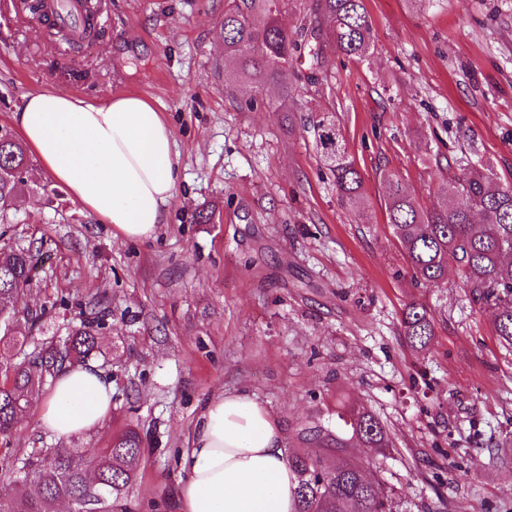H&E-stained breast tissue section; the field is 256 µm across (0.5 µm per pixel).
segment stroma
I'll return each instance as SVG.
<instances>
[{
    "instance_id": "stroma-1",
    "label": "stroma",
    "mask_w": 512,
    "mask_h": 512,
    "mask_svg": "<svg viewBox=\"0 0 512 512\" xmlns=\"http://www.w3.org/2000/svg\"><path fill=\"white\" fill-rule=\"evenodd\" d=\"M371 47L326 52L294 111L277 92L224 82L228 0H97L92 47L0 0V125L28 93L104 101L137 95L162 112L181 178L154 238L130 241L31 162L10 243L31 247L18 299L39 316L27 349L63 344L106 310L97 361L112 412L74 448L135 427L145 467L131 512H175L179 458L211 396L247 391L277 418L285 455L303 430L344 432L341 406L370 410L389 449L346 454L389 493L391 512H512V349L456 269L417 285L384 198L393 174L430 206L447 172L479 160L512 185V0H365ZM330 112L361 173L365 204H341L312 122ZM210 221H199V213ZM424 303L435 336H402ZM30 408L0 458L56 442ZM401 328L406 343L414 349L427 348L435 336L430 310L420 302H410L405 305Z\"/></svg>"
}]
</instances>
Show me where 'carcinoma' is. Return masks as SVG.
<instances>
[{"mask_svg": "<svg viewBox=\"0 0 512 512\" xmlns=\"http://www.w3.org/2000/svg\"><path fill=\"white\" fill-rule=\"evenodd\" d=\"M286 0H230L224 12V71L229 81L243 79L262 89L276 87L283 101L301 79L295 64L308 57V69L319 70L324 50L363 59L370 49L372 20L364 0H307L305 23L290 33L279 22ZM321 157L334 177L340 201L363 204L362 177L350 158L335 117L313 121ZM30 162L16 136L0 138V224H10V206L25 186L18 176ZM386 211L401 252L417 283L438 288L448 266L457 267L470 288L473 303L493 311L501 342L512 347V186L496 181L491 170L473 165L448 177L438 199L424 208L399 179H387ZM36 269L31 248L0 251V344L18 348L22 360L0 366V436L18 430L47 378L66 366L86 362L98 350L94 323L75 329L64 347H49L32 359L16 339L19 320L15 302ZM402 334L414 349L427 348L435 336L430 310L420 302L405 305ZM351 438L365 448H388L385 426L369 410L339 413ZM144 463L141 438L129 424L112 432L95 465L85 450L31 448L13 464L23 473L21 484L0 487L5 512H56L66 501L77 512H129L126 493ZM297 479L296 512H386L387 490L368 481L358 464L345 455L325 462L309 449L290 458Z\"/></svg>", "mask_w": 512, "mask_h": 512, "instance_id": "1", "label": "carcinoma"}]
</instances>
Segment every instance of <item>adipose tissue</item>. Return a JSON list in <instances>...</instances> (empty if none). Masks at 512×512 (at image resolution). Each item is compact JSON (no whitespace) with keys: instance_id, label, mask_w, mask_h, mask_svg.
<instances>
[{"instance_id":"adipose-tissue-1","label":"adipose tissue","mask_w":512,"mask_h":512,"mask_svg":"<svg viewBox=\"0 0 512 512\" xmlns=\"http://www.w3.org/2000/svg\"><path fill=\"white\" fill-rule=\"evenodd\" d=\"M13 122L41 168L102 222L130 240L153 238L180 181L161 112L133 95L103 102L51 90L27 95ZM112 410V382L96 363L58 373L38 426L66 443ZM177 512H295L296 475L281 429L248 393L209 398L180 458Z\"/></svg>"}]
</instances>
